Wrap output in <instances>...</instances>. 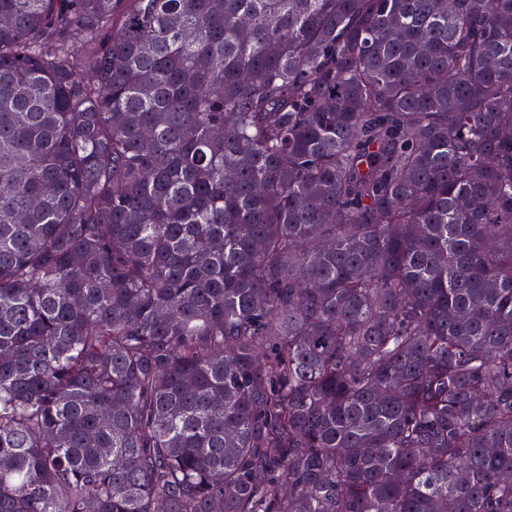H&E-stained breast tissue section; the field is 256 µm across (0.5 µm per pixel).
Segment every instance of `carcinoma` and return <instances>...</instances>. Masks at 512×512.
<instances>
[{"instance_id": "carcinoma-1", "label": "carcinoma", "mask_w": 512, "mask_h": 512, "mask_svg": "<svg viewBox=\"0 0 512 512\" xmlns=\"http://www.w3.org/2000/svg\"><path fill=\"white\" fill-rule=\"evenodd\" d=\"M0 17V512H512V0Z\"/></svg>"}]
</instances>
